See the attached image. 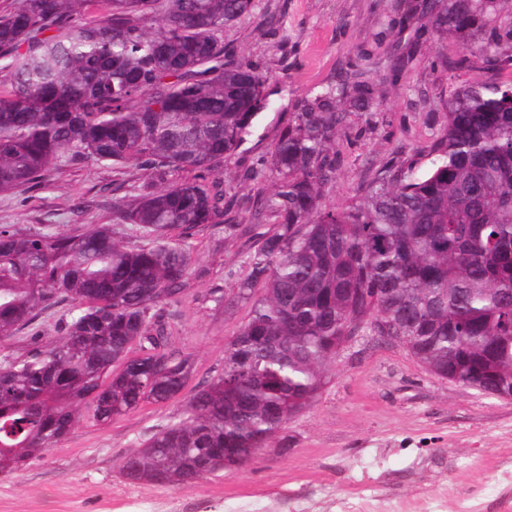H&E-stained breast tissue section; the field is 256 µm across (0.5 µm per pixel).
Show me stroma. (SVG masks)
<instances>
[{
	"mask_svg": "<svg viewBox=\"0 0 512 512\" xmlns=\"http://www.w3.org/2000/svg\"><path fill=\"white\" fill-rule=\"evenodd\" d=\"M429 2L255 0L249 17L225 29V44L268 73L270 106L218 170L246 236L225 237L220 224L195 233L181 291L157 307L174 345L192 355V375L169 402L80 421L43 458L0 475V512H512V400L442 380L396 342L370 335L336 359L320 394L247 466L180 488L134 484L120 471L125 457L183 419L192 391L223 368L250 311L238 296L249 240L273 228L255 211L272 173L248 179L244 171L306 99L353 71L375 89L369 110L344 113L327 203L358 202L372 180L407 160L426 170L427 158L414 153L443 128L449 84L482 77L477 66L449 69L460 50L432 36ZM148 179L133 164L64 161L32 190L0 192V226L67 234L105 224L139 245L113 203L134 199ZM69 308L0 338V356L48 346Z\"/></svg>",
	"mask_w": 512,
	"mask_h": 512,
	"instance_id": "obj_1",
	"label": "stroma"
}]
</instances>
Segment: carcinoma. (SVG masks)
<instances>
[{"label": "carcinoma", "instance_id": "obj_1", "mask_svg": "<svg viewBox=\"0 0 512 512\" xmlns=\"http://www.w3.org/2000/svg\"><path fill=\"white\" fill-rule=\"evenodd\" d=\"M97 8L84 24L76 10ZM254 0H19L0 14V191L28 188L58 162L134 163L152 175L121 221L68 234L0 228V336L63 301L61 336L0 358V475L56 447L80 418L106 422L178 395L189 355L154 307L179 293L186 240L209 224L239 234L215 168L268 107V74L224 44ZM433 30L456 40L460 70L442 135L359 202H324L336 180L339 104L367 109L368 83L329 86L280 130L250 173L270 168L259 211L274 229L247 258L251 301L235 341L248 363L198 387L186 417L126 459L131 483L188 486L249 462L326 383L346 336L399 342L433 375L496 395L512 389V51L475 30L496 0H433ZM186 172L190 178L171 180ZM140 355L128 359L131 349Z\"/></svg>", "mask_w": 512, "mask_h": 512}]
</instances>
